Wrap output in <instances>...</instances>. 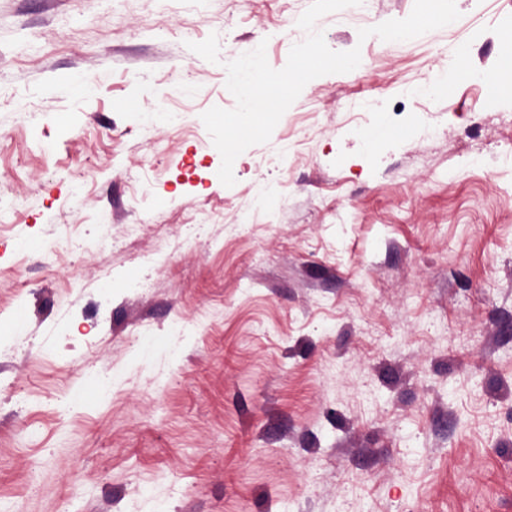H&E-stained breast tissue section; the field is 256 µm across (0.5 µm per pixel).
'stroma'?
<instances>
[{
	"label": "stroma",
	"instance_id": "35a3bbf8",
	"mask_svg": "<svg viewBox=\"0 0 512 512\" xmlns=\"http://www.w3.org/2000/svg\"><path fill=\"white\" fill-rule=\"evenodd\" d=\"M311 3L0 0V512H512V0L310 81L263 205L289 123L224 186L200 120L235 99L189 45L283 68ZM413 5L317 24L348 51ZM460 53L469 78L408 97ZM56 92L67 97L85 98L93 94L94 86L91 82L75 75L57 84Z\"/></svg>",
	"mask_w": 512,
	"mask_h": 512
}]
</instances>
